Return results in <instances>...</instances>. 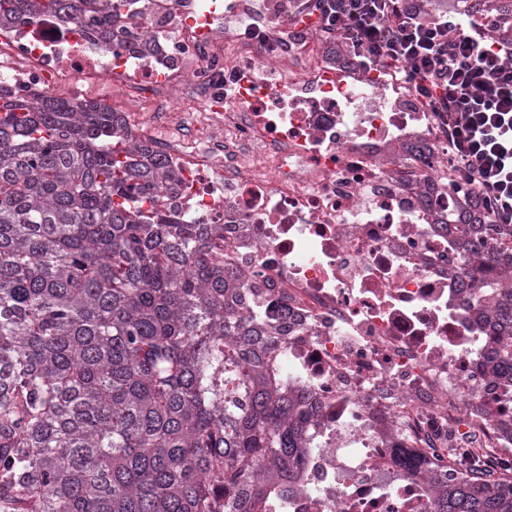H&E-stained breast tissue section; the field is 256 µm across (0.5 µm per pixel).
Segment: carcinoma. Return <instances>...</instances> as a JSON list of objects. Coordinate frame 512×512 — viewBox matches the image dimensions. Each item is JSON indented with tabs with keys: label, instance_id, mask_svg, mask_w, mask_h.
Masks as SVG:
<instances>
[{
	"label": "carcinoma",
	"instance_id": "carcinoma-1",
	"mask_svg": "<svg viewBox=\"0 0 512 512\" xmlns=\"http://www.w3.org/2000/svg\"><path fill=\"white\" fill-rule=\"evenodd\" d=\"M122 0H0V30L51 20L108 48ZM512 33V0H455ZM104 103L0 92V512H269L299 478L300 402L282 390L277 336L244 311L210 255L214 224H172L156 152L115 132ZM458 210L465 247L493 241L512 269V230ZM493 334L512 336V285ZM493 361L512 380V350ZM438 512H512V466L488 475L448 448Z\"/></svg>",
	"mask_w": 512,
	"mask_h": 512
}]
</instances>
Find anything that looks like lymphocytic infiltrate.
Returning a JSON list of instances; mask_svg holds the SVG:
<instances>
[{"label":"lymphocytic infiltrate","mask_w":512,"mask_h":512,"mask_svg":"<svg viewBox=\"0 0 512 512\" xmlns=\"http://www.w3.org/2000/svg\"><path fill=\"white\" fill-rule=\"evenodd\" d=\"M292 24L365 70L403 75L448 129L451 159L490 221L512 224V42L464 33L447 0H279Z\"/></svg>","instance_id":"1"}]
</instances>
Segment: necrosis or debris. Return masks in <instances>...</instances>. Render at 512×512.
Returning a JSON list of instances; mask_svg holds the SVG:
<instances>
[{
	"instance_id": "4bbe7bcc",
	"label": "necrosis or debris",
	"mask_w": 512,
	"mask_h": 512,
	"mask_svg": "<svg viewBox=\"0 0 512 512\" xmlns=\"http://www.w3.org/2000/svg\"><path fill=\"white\" fill-rule=\"evenodd\" d=\"M137 50L93 57L49 21L0 33V88L90 100L161 149L181 183L159 211L218 224L212 255L271 340L309 449L284 512H434L445 447H512V382L493 373L485 317L498 277L464 250L466 203L434 113L403 80L327 45L228 43L195 0H125ZM178 26L176 40L166 38Z\"/></svg>"
}]
</instances>
